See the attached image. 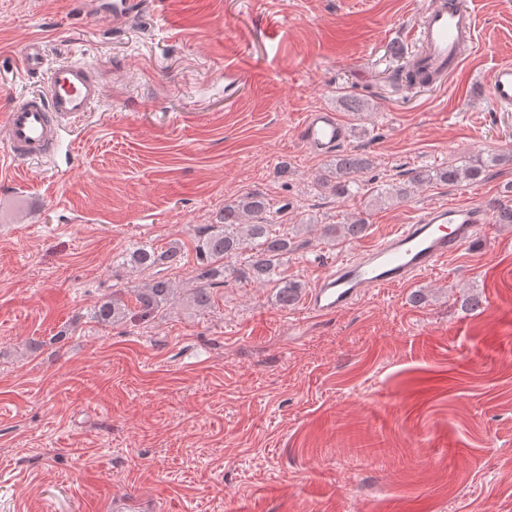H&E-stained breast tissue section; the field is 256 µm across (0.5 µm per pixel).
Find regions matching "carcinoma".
I'll list each match as a JSON object with an SVG mask.
<instances>
[{
	"instance_id": "cac0c4a2",
	"label": "carcinoma",
	"mask_w": 512,
	"mask_h": 512,
	"mask_svg": "<svg viewBox=\"0 0 512 512\" xmlns=\"http://www.w3.org/2000/svg\"><path fill=\"white\" fill-rule=\"evenodd\" d=\"M400 78L410 85H426L434 78L422 72L418 63L411 62L401 71ZM370 162L360 153L352 151L336 157L334 167L320 174L316 185L328 189L334 195L345 198L352 195V187L359 185L358 174L369 169ZM477 165L442 166L412 172L410 182L417 185L431 181L448 184L470 182L483 175ZM275 219L268 199L258 193H247L233 203L224 206L220 221L207 224L197 232L196 251L204 268L198 274L200 285L193 289L192 302L204 309L211 304L212 289L235 278L256 284H275L278 301L287 307L299 298L301 286L283 276L285 257L292 251L293 241L288 232L274 229ZM366 224L356 220L350 224L332 225L328 231L343 233L357 239L365 231ZM245 256L243 264L229 265L226 259ZM180 248L172 246L160 251L150 244L134 249L127 262L139 269H150L165 264H177ZM174 288L163 278L151 280L143 288L133 290L139 313L147 317L161 311L172 299ZM126 316V303L122 290L112 292V297L99 302L94 309V318L102 325H112Z\"/></svg>"
}]
</instances>
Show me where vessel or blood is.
Returning a JSON list of instances; mask_svg holds the SVG:
<instances>
[{
	"label": "vessel or blood",
	"instance_id": "obj_1",
	"mask_svg": "<svg viewBox=\"0 0 512 512\" xmlns=\"http://www.w3.org/2000/svg\"><path fill=\"white\" fill-rule=\"evenodd\" d=\"M474 10L463 0H432L419 28L421 61L437 78L460 66L463 48L474 40ZM24 72L40 78L33 94L14 100L0 118V137L15 161L52 159L61 131L93 111L103 96L92 70L76 61L47 63L42 38H30L21 52ZM490 95L497 105H512V63L499 64L490 77ZM307 147L315 153L337 150L346 139L345 126L335 113L309 112L302 125ZM483 207L471 203L434 206L410 224L399 225L365 252L343 260L312 289L307 309L320 316L344 312L370 290L405 283L435 267L466 244L486 223Z\"/></svg>",
	"mask_w": 512,
	"mask_h": 512
}]
</instances>
